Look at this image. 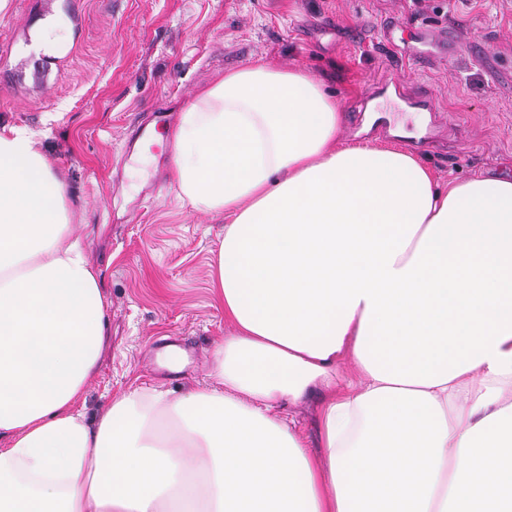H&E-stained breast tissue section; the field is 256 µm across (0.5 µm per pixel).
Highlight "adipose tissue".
<instances>
[{
	"mask_svg": "<svg viewBox=\"0 0 512 512\" xmlns=\"http://www.w3.org/2000/svg\"><path fill=\"white\" fill-rule=\"evenodd\" d=\"M342 121L261 64L182 110L177 196L226 220L230 332L211 386L91 422L105 300L63 179L0 130V512H512V175L442 184ZM315 392L319 456L273 414Z\"/></svg>",
	"mask_w": 512,
	"mask_h": 512,
	"instance_id": "adipose-tissue-1",
	"label": "adipose tissue"
}]
</instances>
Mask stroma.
I'll return each mask as SVG.
<instances>
[{
  "label": "stroma",
  "instance_id": "1",
  "mask_svg": "<svg viewBox=\"0 0 512 512\" xmlns=\"http://www.w3.org/2000/svg\"><path fill=\"white\" fill-rule=\"evenodd\" d=\"M55 16L61 53L31 35ZM458 34L452 54L420 29ZM392 42L421 46L413 66ZM302 68L345 114L344 141L417 154L441 181L512 173V0H11L0 18V125L35 132L62 175L70 231L98 272L108 346L82 410L130 386L168 398L208 384L214 342L229 332L210 272L223 218L178 200L167 138L182 106L230 70ZM387 75L428 88L437 106L401 110L372 93ZM185 350L159 368L166 345ZM319 395L278 409L318 447Z\"/></svg>",
  "mask_w": 512,
  "mask_h": 512
}]
</instances>
